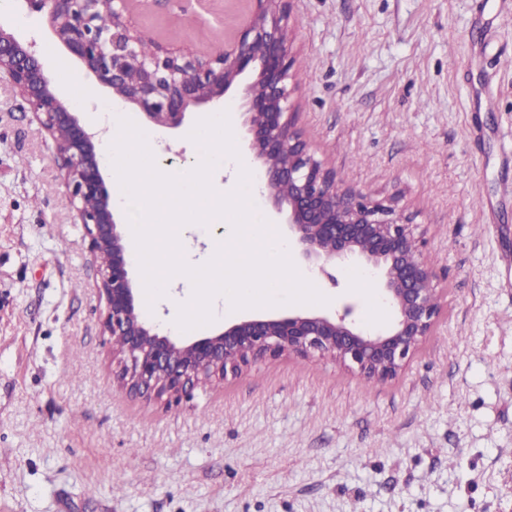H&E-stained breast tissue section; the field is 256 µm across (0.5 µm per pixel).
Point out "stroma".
Instances as JSON below:
<instances>
[{
	"instance_id": "stroma-1",
	"label": "stroma",
	"mask_w": 512,
	"mask_h": 512,
	"mask_svg": "<svg viewBox=\"0 0 512 512\" xmlns=\"http://www.w3.org/2000/svg\"><path fill=\"white\" fill-rule=\"evenodd\" d=\"M500 0H292L296 123L344 189L428 239L440 316L395 379L331 357L252 363L167 408L112 384L99 261L52 142L0 75V512H512V28ZM144 39L205 56L249 0H128ZM62 98L110 99L22 0ZM192 124L156 133L168 170ZM225 219L185 225L208 262ZM327 311L376 323L359 268L313 277ZM122 479L114 491V479Z\"/></svg>"
}]
</instances>
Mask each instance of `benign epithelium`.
Returning a JSON list of instances; mask_svg holds the SVG:
<instances>
[{
  "label": "benign epithelium",
  "mask_w": 512,
  "mask_h": 512,
  "mask_svg": "<svg viewBox=\"0 0 512 512\" xmlns=\"http://www.w3.org/2000/svg\"><path fill=\"white\" fill-rule=\"evenodd\" d=\"M22 2L44 15L66 50L112 92L113 103L134 108L156 130L181 127L188 115L223 101L237 87L249 160L263 196L287 224L290 246L306 268L333 282L332 271L357 264L376 282L391 313L378 328L357 323L348 309L334 315H249L185 341L147 321L136 303L132 253L100 172V133L56 93L35 43L0 26V73L51 136L89 248L101 259L102 335L120 340L113 350L119 389L134 399L179 405L198 387L283 354L327 355L380 381L398 375L439 316L428 241L396 205L361 190L337 189L336 174L295 128L288 88L294 77L286 26L290 0H250L251 18L238 36L207 56L162 43L143 53L141 32L126 14L127 0ZM102 10L112 16L108 27L99 23Z\"/></svg>",
  "instance_id": "7a95c632"
}]
</instances>
